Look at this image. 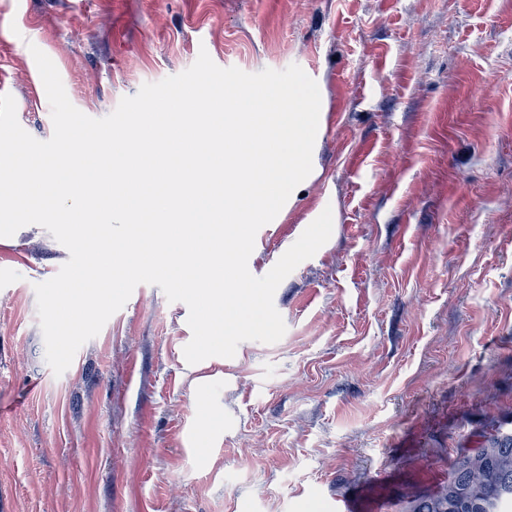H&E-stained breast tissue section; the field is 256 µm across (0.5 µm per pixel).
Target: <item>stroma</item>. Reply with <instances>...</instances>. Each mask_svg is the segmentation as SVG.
Returning <instances> with one entry per match:
<instances>
[{"mask_svg":"<svg viewBox=\"0 0 512 512\" xmlns=\"http://www.w3.org/2000/svg\"><path fill=\"white\" fill-rule=\"evenodd\" d=\"M34 46L93 118L203 49L299 65L313 170L249 270L324 209L333 231L275 292L279 342L188 364L187 306L141 284L59 376L34 286L69 253L0 240V512H407L512 434V0H0V92L43 141ZM202 397L223 414L204 457Z\"/></svg>","mask_w":512,"mask_h":512,"instance_id":"obj_1","label":"stroma"}]
</instances>
